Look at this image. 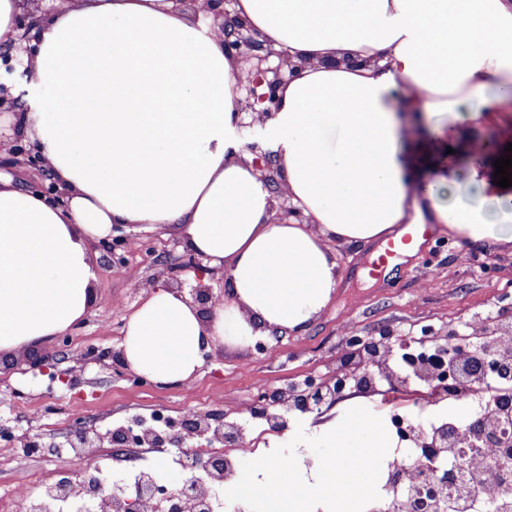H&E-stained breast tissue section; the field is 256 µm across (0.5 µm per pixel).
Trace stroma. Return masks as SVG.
<instances>
[{
    "instance_id": "1",
    "label": "stroma",
    "mask_w": 512,
    "mask_h": 512,
    "mask_svg": "<svg viewBox=\"0 0 512 512\" xmlns=\"http://www.w3.org/2000/svg\"><path fill=\"white\" fill-rule=\"evenodd\" d=\"M33 80L30 67L11 64L0 51V87L11 104L0 107V157L7 159L5 174L32 191L42 180L27 161L33 148L29 138L14 135L15 104L27 94ZM127 246L100 249L94 266L96 301L90 313L73 325L68 359L56 360V341L42 352V368L22 372L11 355L0 356V430L10 441L0 442V512H21L22 494L57 480L61 458L53 453H30L26 446L38 441L67 448L77 424L99 430L127 425L135 417L163 412L174 418L184 414L229 413L241 428L239 449L270 452L289 443L297 429L311 431L314 416L285 413L282 431L264 430L247 415L256 397L273 389H291L304 379L332 374L350 336H380L389 331L402 337L436 336L450 327L479 324L485 318H512V248L496 251L467 246L452 234H434L389 276L368 277L364 268L375 254L369 247L335 246L341 281L332 300L302 334L276 340L266 338V349L253 345H223L203 360L198 374L186 385L162 388L134 385L118 371L112 354L121 347L129 315L164 283H181L191 290L187 273L169 269L168 259L185 255L178 236L167 228L133 232ZM209 453L205 440L188 439L184 449H135L129 459L113 460V451H95V465L113 478L133 482L140 470L158 474L173 485L184 478L174 464L180 451Z\"/></svg>"
}]
</instances>
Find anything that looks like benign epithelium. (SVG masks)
Wrapping results in <instances>:
<instances>
[{
	"label": "benign epithelium",
	"mask_w": 512,
	"mask_h": 512,
	"mask_svg": "<svg viewBox=\"0 0 512 512\" xmlns=\"http://www.w3.org/2000/svg\"><path fill=\"white\" fill-rule=\"evenodd\" d=\"M223 18L224 46L244 55V50L261 49L265 39L231 19L225 11L219 13ZM256 79L249 81L250 96L265 103V115L273 112L275 90L284 81L282 66L263 69L254 68ZM272 79H267V74ZM267 86V91L256 93V88ZM209 289H196L192 292V302L204 321H210L215 302ZM480 342L472 345L457 329H450L444 335L447 345L441 349L426 346L429 337L414 341L412 352L403 358V363H393L389 352L405 346L399 336L383 334L375 337L352 336L348 340L349 352L344 357L341 368L336 374L321 377L305 385L300 392L282 390L269 396L261 406L251 410L252 415L264 417L273 406H282L286 410H297L303 414L321 413L322 408H330L336 400L344 397L347 390L370 391L376 389L380 380H400L405 384L419 375L425 376L429 383V393L444 396L453 395L460 383L477 378L484 383L481 398L485 405L496 415L494 426L478 418L466 424L444 422L427 438L422 448L431 457V461L420 467V477L425 485V494L411 499L410 512H442L448 502V473L437 464L438 448H499L501 449L500 481L512 487V388L503 379L512 374V351L502 347L500 337L512 335V324L493 323L475 329ZM240 429L234 423L223 421V417L207 418L202 416L184 420L183 429L175 435L163 436L154 430L138 424V429L130 427L118 429L110 434L101 435L93 429L76 432L70 442L73 448H99L108 443L113 448H166L181 447L188 438H207L209 443L227 446L236 445ZM208 471L210 485L205 493L191 503L198 489L196 475L184 479L181 484L166 487L158 484L151 476L127 484L121 489L112 487V480L96 476H87L85 481L90 493L101 499L117 500L119 512H139L141 506L155 501L161 512H212L211 503L220 499L224 489V460L219 454H212L203 460L196 459Z\"/></svg>",
	"instance_id": "1"
}]
</instances>
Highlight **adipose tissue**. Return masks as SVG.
<instances>
[{"mask_svg":"<svg viewBox=\"0 0 512 512\" xmlns=\"http://www.w3.org/2000/svg\"><path fill=\"white\" fill-rule=\"evenodd\" d=\"M222 8L65 0L25 30L20 0H0V49L35 47L20 128L62 193L0 178V352L35 351L86 316L89 245L116 224L174 227L225 276L212 323L170 286L128 317L125 360L162 387L188 383L225 336L305 331L341 279L331 244L399 224L512 244V190L482 136L512 130V0H233L232 16L288 56L266 120L288 217L233 141L242 113L262 107L241 94ZM426 123L441 136L423 144ZM456 152L470 159L464 182Z\"/></svg>","mask_w":512,"mask_h":512,"instance_id":"obj_1","label":"adipose tissue"}]
</instances>
